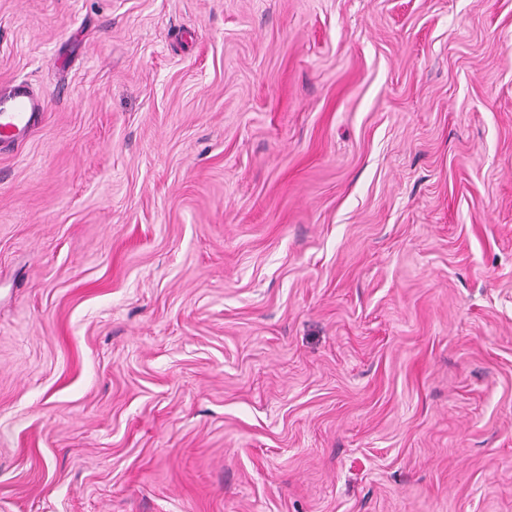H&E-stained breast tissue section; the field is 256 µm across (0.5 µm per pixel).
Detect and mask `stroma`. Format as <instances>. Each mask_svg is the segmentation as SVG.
I'll use <instances>...</instances> for the list:
<instances>
[{"mask_svg": "<svg viewBox=\"0 0 512 512\" xmlns=\"http://www.w3.org/2000/svg\"><path fill=\"white\" fill-rule=\"evenodd\" d=\"M0 512H512V0H0ZM46 101L19 82L0 90V145L24 141L43 112Z\"/></svg>", "mask_w": 512, "mask_h": 512, "instance_id": "35a3bbf8", "label": "stroma"}]
</instances>
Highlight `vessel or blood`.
Instances as JSON below:
<instances>
[{
  "mask_svg": "<svg viewBox=\"0 0 512 512\" xmlns=\"http://www.w3.org/2000/svg\"><path fill=\"white\" fill-rule=\"evenodd\" d=\"M46 110L44 99L26 83L19 82L0 90V145L24 141L32 125Z\"/></svg>",
  "mask_w": 512,
  "mask_h": 512,
  "instance_id": "1",
  "label": "vessel or blood"
}]
</instances>
